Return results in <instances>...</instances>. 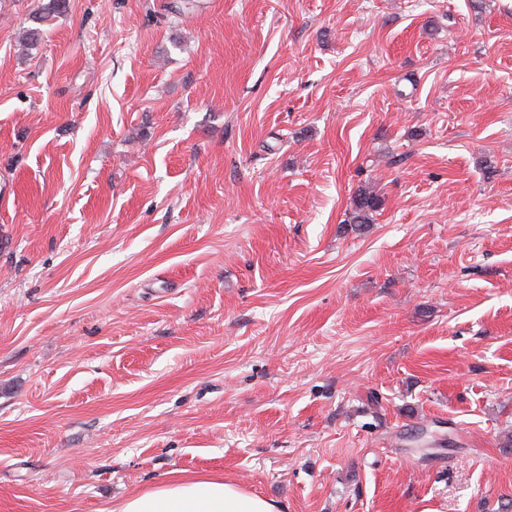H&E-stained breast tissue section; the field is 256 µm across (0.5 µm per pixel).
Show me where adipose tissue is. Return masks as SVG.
I'll return each mask as SVG.
<instances>
[{"label":"adipose tissue","mask_w":512,"mask_h":512,"mask_svg":"<svg viewBox=\"0 0 512 512\" xmlns=\"http://www.w3.org/2000/svg\"><path fill=\"white\" fill-rule=\"evenodd\" d=\"M110 512H278L276 505L223 477L177 476L112 506Z\"/></svg>","instance_id":"ef3b65f1"}]
</instances>
